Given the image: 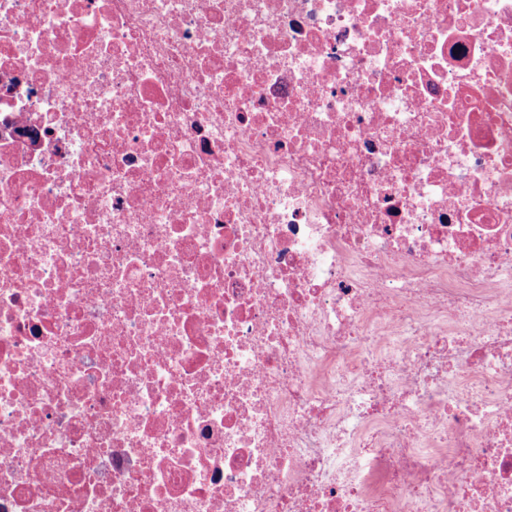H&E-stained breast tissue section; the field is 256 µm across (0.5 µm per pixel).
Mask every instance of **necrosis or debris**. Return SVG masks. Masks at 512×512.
Here are the masks:
<instances>
[{
  "label": "necrosis or debris",
  "instance_id": "obj_1",
  "mask_svg": "<svg viewBox=\"0 0 512 512\" xmlns=\"http://www.w3.org/2000/svg\"><path fill=\"white\" fill-rule=\"evenodd\" d=\"M0 512H512V0H0Z\"/></svg>",
  "mask_w": 512,
  "mask_h": 512
}]
</instances>
